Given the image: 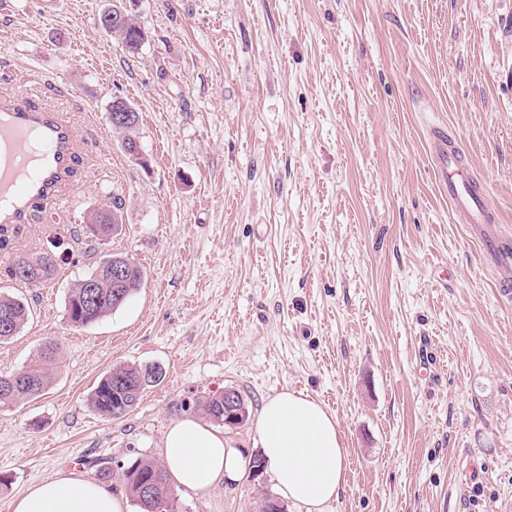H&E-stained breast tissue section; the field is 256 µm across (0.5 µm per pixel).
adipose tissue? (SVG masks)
I'll return each instance as SVG.
<instances>
[{
	"label": "adipose tissue",
	"mask_w": 512,
	"mask_h": 512,
	"mask_svg": "<svg viewBox=\"0 0 512 512\" xmlns=\"http://www.w3.org/2000/svg\"><path fill=\"white\" fill-rule=\"evenodd\" d=\"M260 451L280 496L322 512L347 484L346 450L336 416L323 404L292 390L267 398L258 415ZM170 479L201 493L233 482L246 463L242 449L223 432L194 419L173 421L164 438ZM13 512H123V499L77 472H61L33 484L12 505Z\"/></svg>",
	"instance_id": "1"
}]
</instances>
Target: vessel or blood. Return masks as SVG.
Wrapping results in <instances>:
<instances>
[{"mask_svg":"<svg viewBox=\"0 0 512 512\" xmlns=\"http://www.w3.org/2000/svg\"><path fill=\"white\" fill-rule=\"evenodd\" d=\"M75 142L72 122L60 113L31 103H0V224L26 223L36 207L66 195L65 177L79 160ZM428 142L440 192L488 247L501 272L498 293L512 299V242L497 223L483 183L447 130L430 128Z\"/></svg>","mask_w":512,"mask_h":512,"instance_id":"1","label":"vessel or blood"}]
</instances>
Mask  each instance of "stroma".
Instances as JSON below:
<instances>
[{"label":"stroma","instance_id":"1","mask_svg":"<svg viewBox=\"0 0 512 512\" xmlns=\"http://www.w3.org/2000/svg\"><path fill=\"white\" fill-rule=\"evenodd\" d=\"M107 0H0V97L78 130L68 202L11 227L0 292L28 325L0 372L48 342L62 363L38 398L0 408V512L32 484L161 458L166 429L233 387L255 452L263 402L306 392L337 417L348 484L324 512H512V301L485 245L437 189L428 130L447 127L512 236V0H136L138 56L99 25ZM140 114L141 159L108 122ZM124 200L123 224L84 238ZM51 253L25 284L17 257ZM146 279L96 324L73 326L70 288L100 255ZM160 381L113 420L88 400L114 366ZM272 476L179 512H259ZM113 102H114V106H112ZM128 104L129 103H127V101L124 100L123 98H116L112 101L110 108H109V112L111 111V109H112V112H110L108 114V121H109L110 126L113 129H121V128H124L125 126H130L131 124H133V122L136 123V125H138L137 121H133L132 114L130 113L131 112L130 106H132V105L129 104L130 105L129 106ZM133 111L137 112L136 109ZM137 113L139 114V112H137ZM55 268V260L49 253L38 257H19L8 269L10 277L14 278V270H19L22 281L27 284L46 282L51 279Z\"/></svg>","mask_w":512,"mask_h":512}]
</instances>
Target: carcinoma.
I'll return each instance as SVG.
<instances>
[{"mask_svg": "<svg viewBox=\"0 0 512 512\" xmlns=\"http://www.w3.org/2000/svg\"><path fill=\"white\" fill-rule=\"evenodd\" d=\"M106 13L122 14L127 17L125 24L108 33L119 40L125 51L135 56L145 44V31L134 21L126 0H109ZM123 199L112 197L108 210L115 219L105 225L106 235L112 236L122 226ZM117 254L103 255L95 262L87 278L98 277L99 287L85 288L84 281H78L69 291L67 313L70 321L77 326L94 324L112 311L123 306L141 287L146 271L139 264H133L125 282L117 283L112 278V263ZM55 268L52 255L44 253L38 257H20L8 269L9 275L20 271L22 282L41 283L51 279ZM31 315L29 304L22 298L0 293V343L7 342L19 334ZM58 360V347L50 344L38 355L34 364L18 371L21 380L15 385H4L14 373L0 374V407L16 405L24 400L41 395L50 381L49 366ZM160 376L153 370L132 365L114 367L98 383L89 401L95 413L112 419H119L130 413L138 404L145 387L158 382ZM199 406L213 421L224 420V402L214 393L199 402ZM156 483L170 487L165 467L155 459L140 457L132 461L129 469L122 471V484L126 494L136 502L141 512H178L174 494L163 501L144 494L145 484Z\"/></svg>", "mask_w": 512, "mask_h": 512, "instance_id": "obj_1", "label": "carcinoma"}]
</instances>
